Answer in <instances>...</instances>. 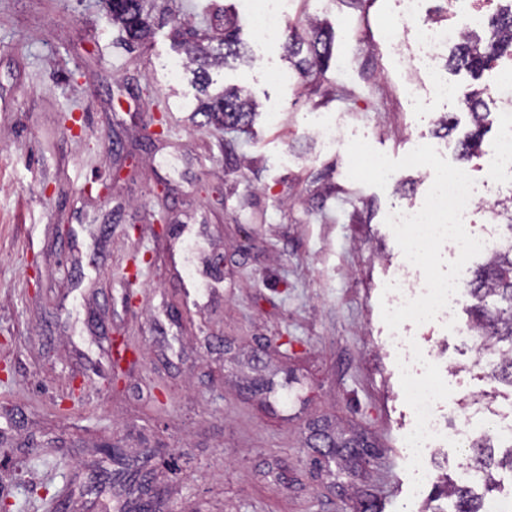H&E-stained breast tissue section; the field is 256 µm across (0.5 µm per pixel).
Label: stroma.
Masks as SVG:
<instances>
[{"mask_svg":"<svg viewBox=\"0 0 512 512\" xmlns=\"http://www.w3.org/2000/svg\"><path fill=\"white\" fill-rule=\"evenodd\" d=\"M283 6L292 30L315 21L331 33L323 72L293 76L246 0H147L154 32L133 50L101 0H0V448L10 456L0 500L10 512H97L102 499L119 512L139 470L173 512H448L442 478L464 455L427 452L436 479L416 488L404 448L413 417L380 309L404 260L385 218L423 205L429 173L367 186L349 178L346 147L360 136L398 159L428 144L483 184L502 143L500 106L485 101L481 150L465 158L473 118L458 100L492 73L444 67L457 101L414 99L425 78L408 64L413 31L381 40L395 0ZM228 15L247 54L212 76L257 101L244 132L199 127L190 73L173 82L165 68L184 55L173 23L215 46ZM135 253L155 261L131 283ZM403 329L428 357L422 374L448 383L449 428L478 411L512 417V386L480 361L477 337ZM116 330L138 359L107 391ZM74 373L93 381L76 404ZM110 442L124 466L102 454Z\"/></svg>","mask_w":512,"mask_h":512,"instance_id":"1","label":"stroma"}]
</instances>
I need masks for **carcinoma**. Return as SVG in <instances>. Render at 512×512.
<instances>
[{
	"mask_svg": "<svg viewBox=\"0 0 512 512\" xmlns=\"http://www.w3.org/2000/svg\"><path fill=\"white\" fill-rule=\"evenodd\" d=\"M145 0H105V16L109 24L120 28L130 47L142 46L152 35L149 14L144 9ZM486 39L475 33L464 34L450 58L455 69L464 68L480 74L490 63L504 54L512 55V15L494 19L485 31ZM185 54L192 70L193 84L200 94L194 115L205 118L203 125L217 128L245 129L252 123L258 108L257 102L243 89L224 87L211 89L210 68L228 59L245 56L241 29L234 23L224 24V42L220 47L204 46L197 41H184ZM330 36L314 25L306 38L292 32L286 35L284 50L288 58L295 59V67L302 77L312 69L327 67L330 53ZM469 111L476 122L475 129L460 142L461 152L469 156L480 150L483 127L480 123L483 105L482 92L472 91L466 96ZM470 295L473 303L467 308L475 335L482 338L481 349L490 350L497 359L492 363V376L512 386V240L491 256L489 262L474 271ZM466 468L483 474L487 491H492V470L501 468L512 471V450L495 459L490 439L481 438L468 448ZM446 495L455 504V512H484L485 497L473 495L471 486L460 480L448 478Z\"/></svg>",
	"mask_w": 512,
	"mask_h": 512,
	"instance_id": "obj_1",
	"label": "carcinoma"
}]
</instances>
